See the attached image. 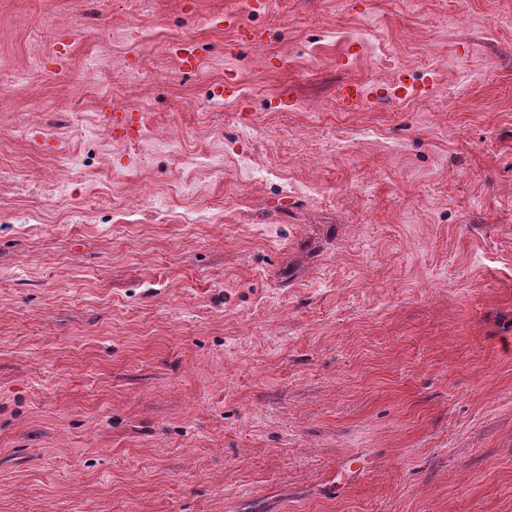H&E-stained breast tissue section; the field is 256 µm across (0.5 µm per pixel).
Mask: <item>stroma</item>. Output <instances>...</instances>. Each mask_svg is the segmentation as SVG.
<instances>
[{"label":"stroma","instance_id":"1","mask_svg":"<svg viewBox=\"0 0 512 512\" xmlns=\"http://www.w3.org/2000/svg\"><path fill=\"white\" fill-rule=\"evenodd\" d=\"M0 512H512V0H0Z\"/></svg>","mask_w":512,"mask_h":512}]
</instances>
